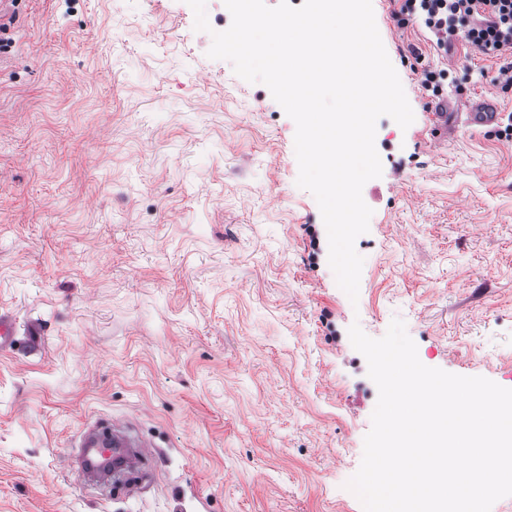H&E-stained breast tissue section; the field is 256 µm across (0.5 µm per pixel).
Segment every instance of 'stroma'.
<instances>
[{"mask_svg":"<svg viewBox=\"0 0 512 512\" xmlns=\"http://www.w3.org/2000/svg\"><path fill=\"white\" fill-rule=\"evenodd\" d=\"M376 24L414 121L379 118L382 175L350 300L294 121L207 55L186 0H5L0 53V512H363L378 390L348 330L401 318L425 366L512 389V142L462 129L428 147L406 53ZM448 99L492 93L499 60L457 42ZM100 419L152 443L138 492L78 482Z\"/></svg>","mask_w":512,"mask_h":512,"instance_id":"35a3bbf8","label":"stroma"}]
</instances>
